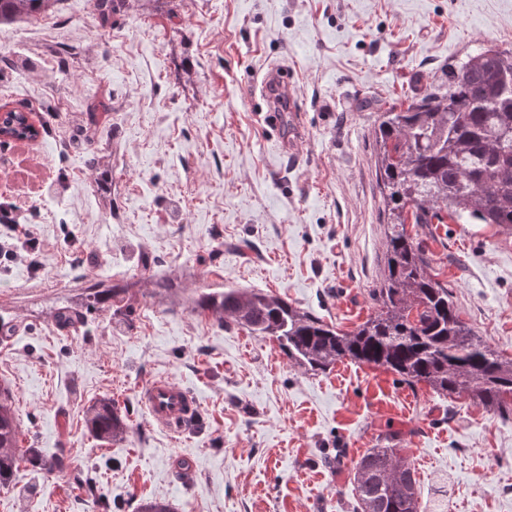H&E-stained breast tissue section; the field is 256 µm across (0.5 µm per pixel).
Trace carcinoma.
<instances>
[{
  "label": "carcinoma",
  "mask_w": 512,
  "mask_h": 512,
  "mask_svg": "<svg viewBox=\"0 0 512 512\" xmlns=\"http://www.w3.org/2000/svg\"><path fill=\"white\" fill-rule=\"evenodd\" d=\"M59 0H0V23L51 14ZM159 0H94L102 26L132 5ZM378 172L390 227L386 268L373 300L378 312L345 332L261 289L229 288L189 298L192 310L225 328H243L275 342L295 365L324 372L339 361L382 368L408 385L465 395L501 417L512 416V358L497 352L462 319L448 282L432 273L415 224H496L512 230V51L481 47L448 74V87L427 86L405 107L391 106L376 131ZM129 286L86 289L82 301L55 319L74 329L91 308L110 306ZM0 387V485L24 462L45 475L66 466L44 465L33 448L19 449V426ZM100 442L124 439L130 425L112 401L84 414ZM360 512H420L415 471L399 448H372L353 478Z\"/></svg>",
  "instance_id": "1"
}]
</instances>
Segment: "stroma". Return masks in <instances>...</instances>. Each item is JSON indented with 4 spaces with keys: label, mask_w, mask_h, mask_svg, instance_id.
Returning a JSON list of instances; mask_svg holds the SVG:
<instances>
[{
    "label": "stroma",
    "mask_w": 512,
    "mask_h": 512,
    "mask_svg": "<svg viewBox=\"0 0 512 512\" xmlns=\"http://www.w3.org/2000/svg\"><path fill=\"white\" fill-rule=\"evenodd\" d=\"M93 10L61 0L60 27L0 24V106L40 127L28 144L0 141V193L21 183L52 201L28 226L42 270L0 264V386L20 448L69 465L49 479L21 466L0 512H138L155 498L174 512H354L351 469L389 435L422 512H512V418L365 364L304 370L184 304L255 288L345 331L373 315L388 234L380 115L480 46L512 51V0H163L101 31L83 23ZM273 66L290 95L277 128L251 89ZM48 86L63 108L41 101ZM106 92L112 120L86 138V109ZM407 230L463 318L512 357V234ZM146 266L158 282L132 309L55 322L89 283H130ZM158 376L196 397V426L151 422L140 392ZM108 398L131 426L112 444L83 422ZM76 474L95 497L73 494Z\"/></svg>",
    "instance_id": "1"
}]
</instances>
